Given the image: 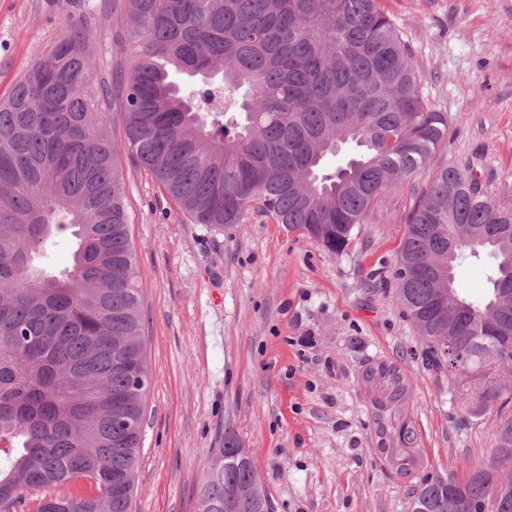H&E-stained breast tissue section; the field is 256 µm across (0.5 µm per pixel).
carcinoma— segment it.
<instances>
[{"mask_svg":"<svg viewBox=\"0 0 512 512\" xmlns=\"http://www.w3.org/2000/svg\"><path fill=\"white\" fill-rule=\"evenodd\" d=\"M91 16L63 34L0 100V512L22 492L36 512H132L150 384L135 249L117 156L126 149L197 224L246 223L251 210L332 253L369 223L384 192L416 187L448 138L423 98L398 26L380 0H126L128 66L97 81ZM124 115V145L106 133ZM343 156L334 168L330 158ZM512 201L475 174L436 172L413 193L393 272L422 363L472 393V411L512 390ZM68 233L71 265L51 248ZM494 259L484 298L460 297L464 253ZM460 348L448 359L443 339ZM379 448L403 476L418 433L394 365L367 368ZM512 440L503 420L481 473L431 475L411 512H485ZM197 512H269L253 452L230 432L203 463Z\"/></svg>","mask_w":512,"mask_h":512,"instance_id":"1","label":"carcinoma"}]
</instances>
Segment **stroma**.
<instances>
[{
  "instance_id": "1",
  "label": "stroma",
  "mask_w": 512,
  "mask_h": 512,
  "mask_svg": "<svg viewBox=\"0 0 512 512\" xmlns=\"http://www.w3.org/2000/svg\"><path fill=\"white\" fill-rule=\"evenodd\" d=\"M399 27L423 97L448 115L430 168L473 171L512 199V0H381ZM92 9L86 45L102 81L124 32L125 0H0V99L62 35L63 13ZM144 305L150 386L133 512H196L202 463L233 433L254 453L272 512H411L434 473L486 459L504 410L468 414L446 375L427 369L392 272L411 204L389 190L340 253L259 213L242 228L194 223L129 154L119 157ZM488 254L455 270L479 297ZM396 364L420 463L395 473L378 449L371 364Z\"/></svg>"
}]
</instances>
